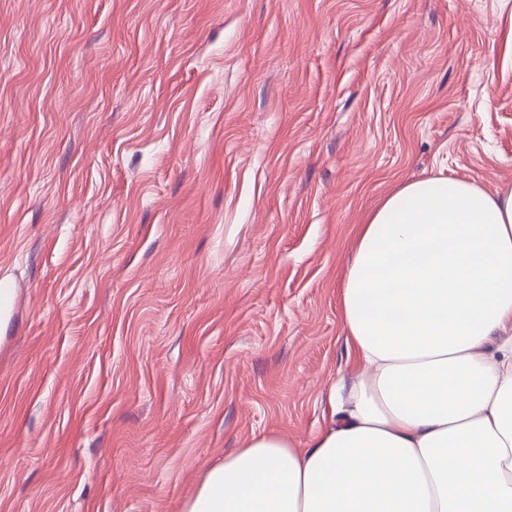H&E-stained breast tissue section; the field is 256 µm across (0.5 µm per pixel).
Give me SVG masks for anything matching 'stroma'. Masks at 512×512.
<instances>
[{
  "label": "stroma",
  "instance_id": "1",
  "mask_svg": "<svg viewBox=\"0 0 512 512\" xmlns=\"http://www.w3.org/2000/svg\"><path fill=\"white\" fill-rule=\"evenodd\" d=\"M503 0H0V512H180L353 364L403 183L512 185Z\"/></svg>",
  "mask_w": 512,
  "mask_h": 512
}]
</instances>
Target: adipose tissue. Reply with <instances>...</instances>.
<instances>
[{"instance_id":"adipose-tissue-1","label":"adipose tissue","mask_w":512,"mask_h":512,"mask_svg":"<svg viewBox=\"0 0 512 512\" xmlns=\"http://www.w3.org/2000/svg\"><path fill=\"white\" fill-rule=\"evenodd\" d=\"M340 311L354 364L322 430L251 436L181 512H512V186L403 184Z\"/></svg>"}]
</instances>
